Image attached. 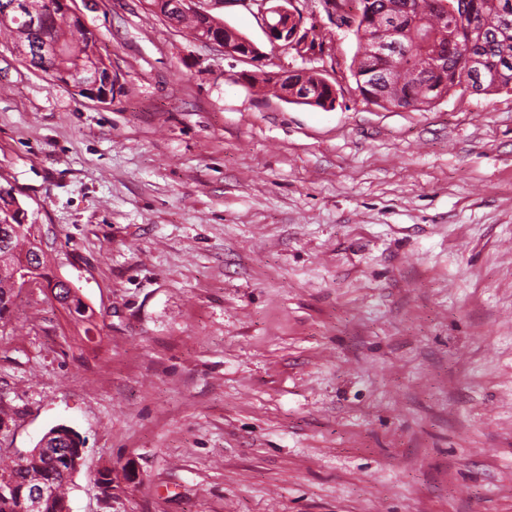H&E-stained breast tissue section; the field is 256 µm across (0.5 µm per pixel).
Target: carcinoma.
<instances>
[{
    "label": "carcinoma",
    "mask_w": 512,
    "mask_h": 512,
    "mask_svg": "<svg viewBox=\"0 0 512 512\" xmlns=\"http://www.w3.org/2000/svg\"><path fill=\"white\" fill-rule=\"evenodd\" d=\"M61 0H29L30 8L45 16L37 39L57 47V50L39 63H30L51 74L59 81L73 71L96 72L107 65L103 55L95 50L93 33L75 21L68 22L60 5ZM355 3L351 20L357 38L358 50L354 76L364 85H390L394 97L380 105L429 107L452 91L464 89L471 78L462 59L470 42L481 43L483 54L491 60L481 84L485 94H492L512 86V24L498 25L499 17L512 15V0H449L463 4L467 23H457L451 17L433 15L421 7L429 0H352ZM405 14L414 24L407 39L411 53L398 57L392 63L381 64L369 55L374 40L375 19L388 14ZM15 35L18 42L30 40L24 18L11 16L0 22V29ZM447 43L444 66L435 71L428 62L431 35ZM25 211L14 196L13 189L0 186V225L7 224L12 235L5 247H0V328L13 316L14 286L11 274L16 271L57 288L64 293L65 308L79 318L85 317L86 305L77 291L57 279L48 267L41 242L35 235V225L24 223ZM77 472L75 462L66 458L54 446L41 453L32 451L8 462L0 459V475L7 473L14 486L0 491V512H23L27 491L33 486L45 488L41 512H65V485Z\"/></svg>",
    "instance_id": "carcinoma-1"
}]
</instances>
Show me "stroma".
<instances>
[{"label": "stroma", "mask_w": 512, "mask_h": 512, "mask_svg": "<svg viewBox=\"0 0 512 512\" xmlns=\"http://www.w3.org/2000/svg\"><path fill=\"white\" fill-rule=\"evenodd\" d=\"M214 15L246 62L145 0H76L112 99L0 38V185L93 315L21 292L0 329V453L65 424L70 512H512V90L384 107L357 41ZM332 108L237 82L306 65ZM134 468L104 498L99 470ZM252 2H259V11L263 18L264 33L268 41L277 45L284 50H299V54L305 60H311L321 55L323 47L319 46L318 41L315 42L313 48L311 46L315 41L317 35H313L310 29H303L304 18L302 15L301 21L299 20L298 12L294 8H288L278 4H267L271 0H250ZM308 33L306 37H303ZM300 43L299 45L297 43Z\"/></svg>", "instance_id": "obj_1"}]
</instances>
